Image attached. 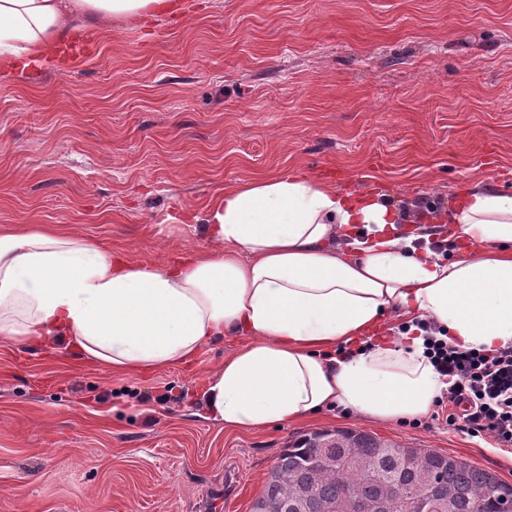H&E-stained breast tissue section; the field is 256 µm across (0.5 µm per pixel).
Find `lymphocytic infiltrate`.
I'll return each mask as SVG.
<instances>
[{"instance_id": "lymphocytic-infiltrate-1", "label": "lymphocytic infiltrate", "mask_w": 512, "mask_h": 512, "mask_svg": "<svg viewBox=\"0 0 512 512\" xmlns=\"http://www.w3.org/2000/svg\"><path fill=\"white\" fill-rule=\"evenodd\" d=\"M426 353L448 386L435 401L432 420L512 447V346L493 352L463 350L427 336Z\"/></svg>"}]
</instances>
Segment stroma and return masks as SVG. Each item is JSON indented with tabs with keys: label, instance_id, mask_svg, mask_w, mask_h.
I'll return each mask as SVG.
<instances>
[{
	"label": "stroma",
	"instance_id": "obj_1",
	"mask_svg": "<svg viewBox=\"0 0 512 512\" xmlns=\"http://www.w3.org/2000/svg\"><path fill=\"white\" fill-rule=\"evenodd\" d=\"M90 58L0 79V227L52 224L161 262L203 249L166 218L299 171L451 210L474 173L512 191V0H203L113 21ZM188 367L115 374L0 338V512H251L289 441L358 428L512 482V448L332 407L227 432Z\"/></svg>",
	"mask_w": 512,
	"mask_h": 512
}]
</instances>
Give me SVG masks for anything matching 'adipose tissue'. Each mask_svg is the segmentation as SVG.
<instances>
[{"label": "adipose tissue", "mask_w": 512, "mask_h": 512, "mask_svg": "<svg viewBox=\"0 0 512 512\" xmlns=\"http://www.w3.org/2000/svg\"><path fill=\"white\" fill-rule=\"evenodd\" d=\"M187 0H0V70L37 79L74 33L113 19L177 18ZM453 257L412 206L300 173L226 188L202 214L205 251L163 263L33 224L0 230V335L65 342L116 373L186 366L224 337L242 345L201 396L231 431L339 406L367 419L428 413L447 386L425 353L424 324L449 344L512 346V193L474 176L447 218ZM431 216V223H440ZM397 315L401 332L386 322Z\"/></svg>", "instance_id": "obj_1"}]
</instances>
